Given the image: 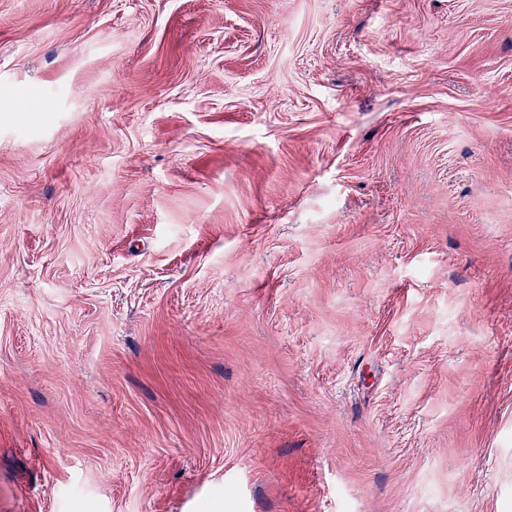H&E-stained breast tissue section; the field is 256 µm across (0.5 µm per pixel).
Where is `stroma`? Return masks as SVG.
Returning a JSON list of instances; mask_svg holds the SVG:
<instances>
[{
  "instance_id": "obj_1",
  "label": "stroma",
  "mask_w": 512,
  "mask_h": 512,
  "mask_svg": "<svg viewBox=\"0 0 512 512\" xmlns=\"http://www.w3.org/2000/svg\"><path fill=\"white\" fill-rule=\"evenodd\" d=\"M0 512H512V0H0Z\"/></svg>"
}]
</instances>
